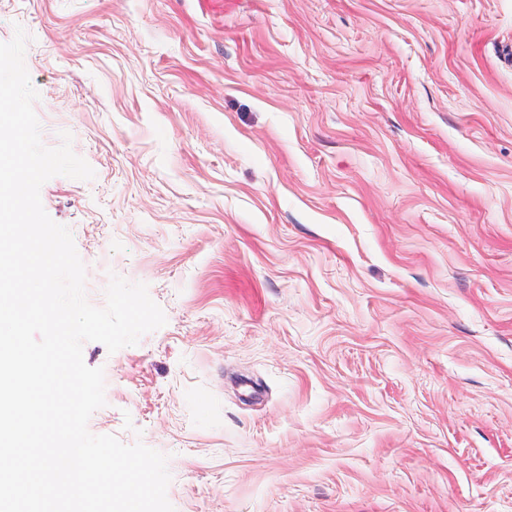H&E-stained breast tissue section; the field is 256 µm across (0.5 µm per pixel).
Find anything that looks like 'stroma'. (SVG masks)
I'll use <instances>...</instances> for the list:
<instances>
[{"instance_id":"1","label":"stroma","mask_w":512,"mask_h":512,"mask_svg":"<svg viewBox=\"0 0 512 512\" xmlns=\"http://www.w3.org/2000/svg\"><path fill=\"white\" fill-rule=\"evenodd\" d=\"M175 512H512V0H0ZM132 428H125V421Z\"/></svg>"}]
</instances>
